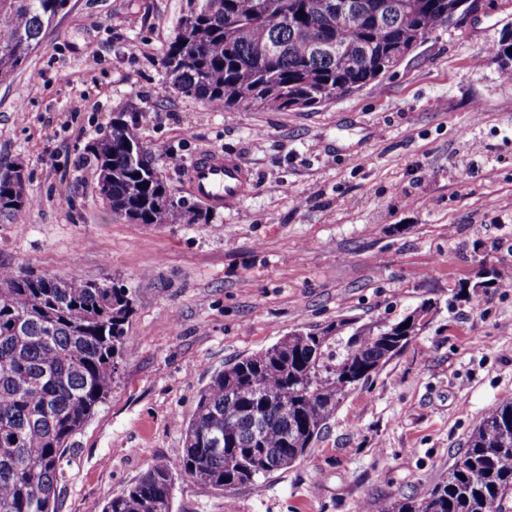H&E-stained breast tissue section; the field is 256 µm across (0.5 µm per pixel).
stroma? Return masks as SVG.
Returning a JSON list of instances; mask_svg holds the SVG:
<instances>
[{
    "label": "stroma",
    "mask_w": 512,
    "mask_h": 512,
    "mask_svg": "<svg viewBox=\"0 0 512 512\" xmlns=\"http://www.w3.org/2000/svg\"><path fill=\"white\" fill-rule=\"evenodd\" d=\"M187 8L70 0L0 85V168L22 165L31 198L0 221V267L109 277L133 306L112 391L65 453L55 512L178 467L182 423L225 364L309 326L393 323L426 304L419 334L296 463L224 492L178 482L173 512H376L425 494L512 401V288L488 277L512 264V82L489 55L512 35V0H488L358 91L285 112L217 111L171 86L162 60ZM129 112L176 195L212 152L239 159L249 192L172 224L113 212L87 147Z\"/></svg>",
    "instance_id": "1"
}]
</instances>
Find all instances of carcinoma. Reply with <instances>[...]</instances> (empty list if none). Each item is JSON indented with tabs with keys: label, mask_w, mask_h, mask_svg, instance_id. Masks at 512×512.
<instances>
[{
	"label": "carcinoma",
	"mask_w": 512,
	"mask_h": 512,
	"mask_svg": "<svg viewBox=\"0 0 512 512\" xmlns=\"http://www.w3.org/2000/svg\"><path fill=\"white\" fill-rule=\"evenodd\" d=\"M190 0L164 55L172 86L211 107L254 100L270 111L306 107L375 80L400 46L447 27L463 0ZM68 0H0V83L21 70ZM305 17H299L300 13ZM104 202L133 224H169L187 212L157 173L139 122L122 115L93 142ZM22 167L0 171V218L30 205ZM124 286L0 268V512H54L69 441L112 389L124 325ZM409 323L404 328L402 324ZM349 323L296 331L217 372L184 428L178 471L158 464L100 512H172L176 481L218 491L252 483L304 456L342 400L396 355L423 324ZM381 512H512V401L471 433L448 477Z\"/></svg>",
	"instance_id": "cac0c4a2"
}]
</instances>
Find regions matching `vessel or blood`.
<instances>
[{
    "label": "vessel or blood",
    "instance_id": "obj_1",
    "mask_svg": "<svg viewBox=\"0 0 512 512\" xmlns=\"http://www.w3.org/2000/svg\"><path fill=\"white\" fill-rule=\"evenodd\" d=\"M188 185L196 197L222 206L240 199L249 189L250 178L240 161L214 153L194 160Z\"/></svg>",
    "mask_w": 512,
    "mask_h": 512
}]
</instances>
